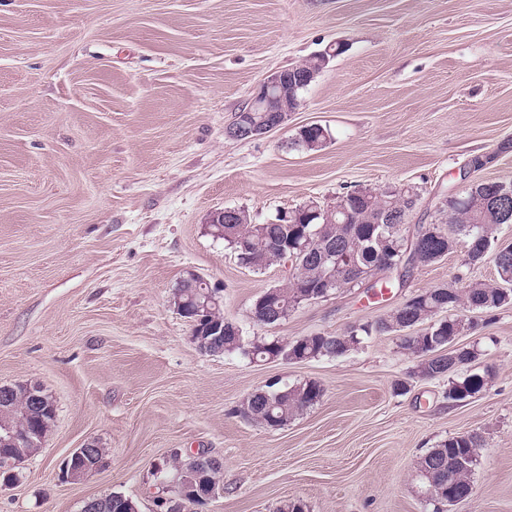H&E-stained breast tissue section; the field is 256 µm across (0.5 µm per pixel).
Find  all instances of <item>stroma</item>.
Listing matches in <instances>:
<instances>
[{"mask_svg":"<svg viewBox=\"0 0 512 512\" xmlns=\"http://www.w3.org/2000/svg\"><path fill=\"white\" fill-rule=\"evenodd\" d=\"M332 45L286 126L226 136L264 78ZM313 123L327 144L291 149ZM465 172L512 182V0H0V384L40 385L56 405L0 512H80L108 493L150 512L154 462L198 449L223 461L204 512H433L413 466L463 432L485 445L454 512H512V305L473 314L457 339L478 352L458 377L487 384L454 403L398 334L255 362L202 353L172 304L193 271L245 338L293 339L374 322L459 275L494 281L492 260L466 267L459 246L383 297L344 289L267 326L252 305L288 268L240 266L209 226L227 208L267 224L408 185L409 235ZM274 379L324 394L270 430L240 409ZM90 439L103 465L61 481ZM95 448L96 463L101 466L106 455V448H102V446H98L97 448L94 443V440H90L83 444L80 448H76L62 462L59 470V478L64 482L76 481L75 476L77 475V472L74 469V462L83 459L87 464H89L88 462L90 458H92V454L94 453Z\"/></svg>","mask_w":512,"mask_h":512,"instance_id":"1","label":"stroma"}]
</instances>
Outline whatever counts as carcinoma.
Masks as SVG:
<instances>
[{
  "label": "carcinoma",
  "mask_w": 512,
  "mask_h": 512,
  "mask_svg": "<svg viewBox=\"0 0 512 512\" xmlns=\"http://www.w3.org/2000/svg\"><path fill=\"white\" fill-rule=\"evenodd\" d=\"M318 56L292 67L285 74L280 99L273 107H292L301 101L307 88L303 78L318 68ZM327 139L321 131L307 130L297 134L292 142L298 149L314 150L317 142ZM508 204L512 210V182L486 181L467 185L445 200L438 209V221L420 224L415 230L419 244L414 249L401 248L402 226L415 208L417 199H411L399 189H365L360 196H343L325 206L316 216H296L288 213L290 220L278 216L271 224H254L249 215L238 210V222L230 225L234 236L225 242L234 250L239 263L254 271H262L282 263L277 241L290 236L291 222L297 221L309 227L323 228V241L348 250L349 257L360 273L368 274L382 269L384 256H395L397 264L389 269L394 272L407 270L415 264H428L448 255V235L465 243L463 265L483 262L496 250L497 231L504 223L512 224V218L504 221L492 203ZM385 216L391 223L380 224ZM497 279L492 283L469 282L438 286L415 294L413 304L407 309H395L387 316L370 324L352 327L344 334H315L296 339H267L255 337L238 343L233 329L224 332V351L239 352L244 356L272 354L282 358L315 359L323 356L340 357L357 348L365 338L374 333L401 332V348L420 358L416 373L420 377H441L452 369L469 364L476 352L455 347L458 337L474 328L466 317L470 311L491 312L512 305V257L495 264ZM339 275V269L325 252L307 256L298 261L286 283L277 287L278 296L265 305V324L273 325L288 319L300 304L308 301V286L325 277ZM428 324L424 332L407 334L405 330ZM486 377L474 373L461 381H453L448 388V398L463 401L480 393ZM323 389L315 382H305L291 387L257 391L243 403L241 414L248 420L269 426L274 418L285 426L300 412L316 404ZM0 420L11 421L20 428H29L46 435L53 418L44 413L31 415L27 398L20 394L9 406H0ZM484 446L483 436L467 432L441 442L415 462V473L430 500L446 507L450 495L460 498L471 490V477L477 465L479 449ZM168 468L183 473L185 480L204 492L210 486H222V470H201L178 457L168 461ZM122 495L110 493L99 497V512H123Z\"/></svg>",
  "instance_id": "1"
}]
</instances>
